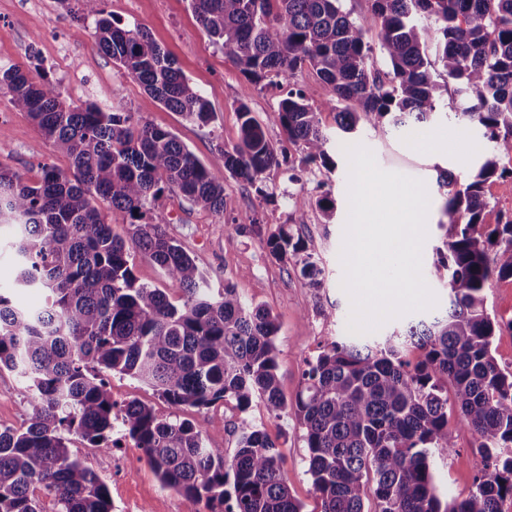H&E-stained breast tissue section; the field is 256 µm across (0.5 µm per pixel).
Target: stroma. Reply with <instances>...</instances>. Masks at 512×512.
I'll use <instances>...</instances> for the list:
<instances>
[{"label":"stroma","instance_id":"obj_1","mask_svg":"<svg viewBox=\"0 0 512 512\" xmlns=\"http://www.w3.org/2000/svg\"><path fill=\"white\" fill-rule=\"evenodd\" d=\"M105 14L145 28L155 42L173 57L190 85L208 102L214 122L201 125L161 106L145 107L142 85L113 63L94 38L93 22L77 27L62 0H0V64H17L32 78L48 77L64 100L78 105L94 104L124 112L142 111L152 125L171 131L208 167L223 170L222 148L239 138L240 104L265 124L268 139L281 144L284 133L275 116L287 86L259 85L246 88L230 58L210 41L196 20L189 0H102ZM312 106L321 108L322 123L335 147L344 140L369 148L379 168L422 180L430 198L427 238L422 248V272L436 294L438 308H445L448 290L432 278L433 248L441 232L437 226L441 198L437 180L441 173L464 177L479 160L485 141L478 127L443 113L425 127L426 138L410 146L401 131L379 136L360 125L352 137L338 130L333 112L322 104L327 91L314 71L305 68L296 76ZM40 153H33V146ZM70 170L68 155L41 144L37 125L17 111L7 91L0 90V165L37 181L41 164ZM331 189L337 214L325 222L317 207L294 208L289 193L315 196L320 186ZM265 195L250 185L228 180L224 211L215 214L192 206L174 193L165 194L161 207L168 217L166 231L194 257L212 288L232 285L246 303L263 305L280 326L277 340L278 378L281 395L294 402L301 388L308 360L320 344L348 335L350 300L341 287L340 250L348 215V162L339 156L333 173L307 169L290 181L287 167H273L263 175ZM295 224L308 249L319 257L324 285L304 286L297 267L285 266L268 254L266 238L281 225ZM27 414L24 389L14 374L0 372V427H20ZM185 417L201 426L210 443L233 455L237 431L232 423L246 420L261 426L279 448L288 484L304 512H321V501L307 472L304 429L294 413L269 414L261 401L247 411L234 404L208 409H188ZM474 434L466 428L457 433V450L437 457V489L442 497L464 498L472 488L480 465ZM70 449L108 485L113 512H204L203 506L163 488L144 454L133 441L115 448H91L71 436Z\"/></svg>","mask_w":512,"mask_h":512}]
</instances>
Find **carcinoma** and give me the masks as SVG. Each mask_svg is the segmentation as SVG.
<instances>
[{"mask_svg":"<svg viewBox=\"0 0 512 512\" xmlns=\"http://www.w3.org/2000/svg\"><path fill=\"white\" fill-rule=\"evenodd\" d=\"M81 3L74 21L82 27L94 18L98 47L143 86V109L162 105L202 125L215 120L145 29L104 15L101 0ZM190 5L246 88L288 84L277 118L294 151L277 149L243 104L238 142L222 149L224 172H216L174 133L133 112L75 106L48 79L0 65V89L73 164L65 172L44 163L34 183L0 165V229L12 234L16 283L46 294L42 306L19 309L0 292V371L21 379L28 405L25 427H0V512H112L105 481L70 451L68 435L112 445L114 373L175 407L221 401L245 412L259 399L271 414L294 410L322 512H366L367 500L373 512H502L512 499V370L499 367L492 345L512 331V319L488 312L486 292L512 280V217L485 222L484 187L512 178V168L499 165L512 156V0H370L360 18L342 0ZM372 28L386 71L374 66L364 39ZM306 65L326 85L324 107L344 133L361 122L378 134L422 127L450 103L459 120L483 129L487 149L464 181L445 173L437 182L445 233L433 274L448 288L447 308L381 343L326 342L288 405L277 375L276 317L245 304L228 284L209 287L167 235L159 200L169 191L220 214L229 178L261 193L262 174L283 161L292 171H335L321 109L294 88ZM293 200L296 208L316 205L327 224L336 215L329 190ZM116 211L129 218L121 233L109 220ZM266 246L276 260L301 264L305 286H323L319 259L293 228L280 227ZM136 253L163 270L168 287L138 280ZM408 347L422 359H407ZM120 412L121 431L161 485L208 512H302L280 451L258 425L241 423L228 458L189 419L135 401ZM458 426L476 436L481 465L465 498L443 501L433 457L454 451Z\"/></svg>","mask_w":512,"mask_h":512,"instance_id":"obj_1","label":"carcinoma"}]
</instances>
